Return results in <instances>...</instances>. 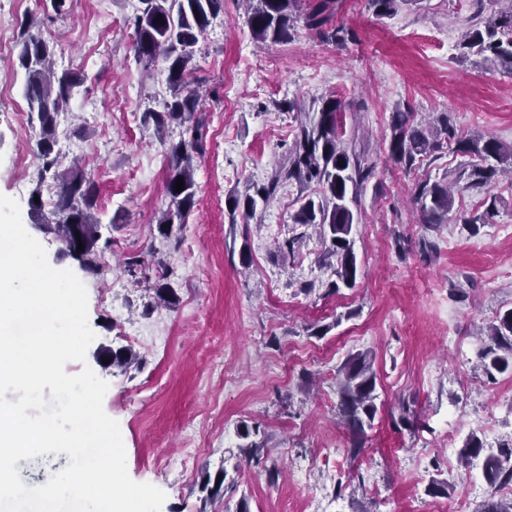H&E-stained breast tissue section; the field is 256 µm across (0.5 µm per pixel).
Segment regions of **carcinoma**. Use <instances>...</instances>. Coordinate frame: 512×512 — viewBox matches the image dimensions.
Masks as SVG:
<instances>
[{
	"label": "carcinoma",
	"mask_w": 512,
	"mask_h": 512,
	"mask_svg": "<svg viewBox=\"0 0 512 512\" xmlns=\"http://www.w3.org/2000/svg\"><path fill=\"white\" fill-rule=\"evenodd\" d=\"M140 14L134 21V52L138 63L148 69L161 61L167 65L170 99L161 112L145 113V120L153 123L157 133L176 125L185 129V135L166 146L169 175L165 192L168 208L157 223L158 234L169 238L174 226L185 223L195 204L194 161L204 152V123L197 117L201 96L200 88L189 81L193 68L198 36L203 34L210 20L224 13V0H139ZM249 4L248 22L255 39L272 43L286 42L291 37L293 23L303 19L310 30L322 31L332 16V0H316L309 8H301L302 0H245ZM462 45L476 50L495 67L512 74V5L488 20L484 28H470L462 36ZM54 47L36 34H24L19 63L25 70L26 96L30 117L38 127V145L44 171H53L57 182L56 200L52 202V224L44 225L62 243L66 251L84 250L76 260L90 273L104 271L100 262V220L94 213L95 185L75 167L60 169L56 144L55 116L66 108L74 90L82 84L80 73L53 68ZM342 102L334 97L326 99L319 116L300 124L288 163L275 171L267 185L246 187L244 193H235L228 199L231 223L234 216L248 220L256 216L257 200L264 203L274 197L278 188L292 180L315 183L321 188L319 198L301 199L293 214V223L318 227L320 240L328 251L338 258L334 270L336 280L328 288H352L358 276L354 242L350 238L353 213L348 206L351 196L374 173V166L343 145L337 115ZM450 133V119L443 114L437 124L423 128L411 112H398L390 127L388 151L397 163L410 169L420 156L440 146V137ZM457 150L472 153L487 163L472 167L470 185L478 187L496 173L512 171V152L505 150L493 139L467 138L457 141ZM183 179L180 192L175 191L177 179ZM424 222L441 224L453 206L448 187L423 182L415 196ZM153 302L170 307L174 304V291L164 283H156ZM488 344L480 352L483 371L512 372V309L495 318L486 331ZM106 360L112 366L129 368L137 363L136 356L127 351L108 353ZM377 376L371 361L364 353L349 356L337 369L336 392L338 412L354 437L353 453L361 447L365 428L375 418V391ZM460 461L471 465L482 460L487 483L496 487L512 482V443L494 451L482 441L472 437L459 452Z\"/></svg>",
	"instance_id": "1"
}]
</instances>
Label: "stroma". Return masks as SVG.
<instances>
[{
  "label": "stroma",
  "instance_id": "1",
  "mask_svg": "<svg viewBox=\"0 0 512 512\" xmlns=\"http://www.w3.org/2000/svg\"><path fill=\"white\" fill-rule=\"evenodd\" d=\"M327 35L295 23L288 42L256 41L237 0L201 37L192 81L206 144L195 170L196 204L176 237L158 235L168 205L163 141L143 116L169 97L164 64L143 69L133 48L139 0H67L56 14L0 0L11 34L0 54V194L16 199L26 230L49 264L76 273L88 292L96 335L85 362L105 380L103 407L119 424L132 480L161 489V512H481L492 494L481 464L462 468L471 436L489 448L512 440V374L487 376L476 328L512 309V177L468 185L475 158L446 144L412 169L388 155L396 110L425 123L448 113L457 138L473 133L512 149V75L465 55L462 34L490 19L494 0H401L376 15L367 0H336ZM55 32L57 71L82 73L56 116L55 151L96 187L99 249L110 269L95 275L59 255L29 200L55 197L39 179L37 132L18 65L25 25ZM339 99L348 148L374 166L350 208L359 275L327 293L335 256L313 229L293 223L316 184L291 181L230 224L228 196L267 183L286 162L298 119ZM451 184L445 223L430 225L415 201L422 182ZM495 214L471 227L487 205ZM302 235L298 254L282 250ZM431 250H422L421 241ZM143 263L136 273L127 258ZM249 258L250 274L241 260ZM162 261L176 304L155 305L145 266ZM132 350L130 369L106 365ZM369 353L377 413L360 451L336 413V370ZM257 428L260 463L240 448ZM447 484L444 497L431 483Z\"/></svg>",
  "mask_w": 512,
  "mask_h": 512
}]
</instances>
